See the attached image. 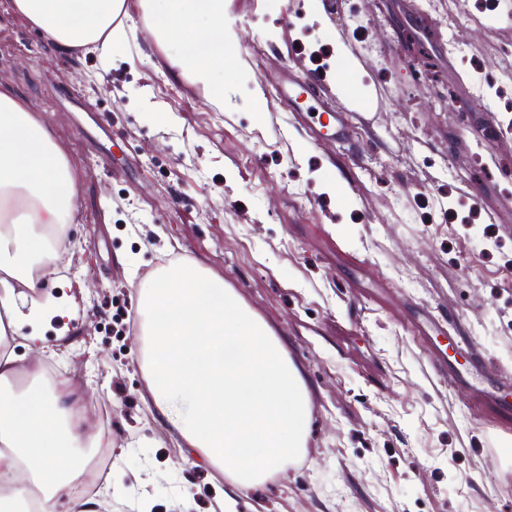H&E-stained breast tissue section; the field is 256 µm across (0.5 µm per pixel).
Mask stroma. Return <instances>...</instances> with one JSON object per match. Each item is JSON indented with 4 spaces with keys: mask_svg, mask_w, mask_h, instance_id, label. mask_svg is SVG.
Listing matches in <instances>:
<instances>
[{
    "mask_svg": "<svg viewBox=\"0 0 512 512\" xmlns=\"http://www.w3.org/2000/svg\"><path fill=\"white\" fill-rule=\"evenodd\" d=\"M251 39L226 65L224 103L176 75L129 0L134 41L109 57L50 44L0 0V83L49 129L79 185L71 249L44 291L63 307L24 325L57 377L112 404V462L147 473L149 512H486L512 503V441L466 413L404 324L423 311L474 337L512 373V235L486 212L512 202V134L502 113L445 108L457 88L431 30L477 0H226ZM378 37L358 42L354 24ZM350 110L363 155L312 138L271 92L285 66L318 72ZM481 187L475 203L472 187ZM223 278L299 368L310 433L297 466L239 490L191 466L161 417L124 329L161 261Z\"/></svg>",
    "mask_w": 512,
    "mask_h": 512,
    "instance_id": "obj_1",
    "label": "stroma"
}]
</instances>
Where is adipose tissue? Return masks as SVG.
Returning a JSON list of instances; mask_svg holds the SVG:
<instances>
[{
	"label": "adipose tissue",
	"mask_w": 512,
	"mask_h": 512,
	"mask_svg": "<svg viewBox=\"0 0 512 512\" xmlns=\"http://www.w3.org/2000/svg\"><path fill=\"white\" fill-rule=\"evenodd\" d=\"M60 48L101 55L128 44L119 18L128 0H11ZM172 67L224 99L218 77L237 35L224 0H141ZM78 184L46 126L0 87V512H25L30 491L45 507L76 483L73 449L102 434L73 400L70 380L22 366L7 331L48 316L31 302L57 270L52 228L73 221ZM140 367L153 404L198 460L242 490L267 481L305 450L308 392L272 329L199 263L176 261L138 291Z\"/></svg>",
	"instance_id": "ef3b65f1"
}]
</instances>
